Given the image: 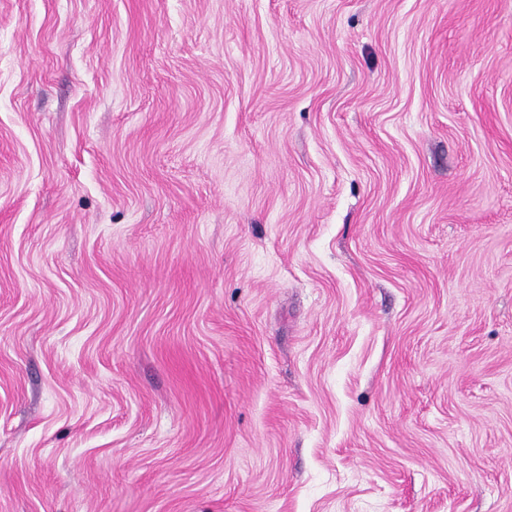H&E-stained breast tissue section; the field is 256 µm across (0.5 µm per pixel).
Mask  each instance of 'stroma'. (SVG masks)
<instances>
[{"label": "stroma", "instance_id": "35a3bbf8", "mask_svg": "<svg viewBox=\"0 0 512 512\" xmlns=\"http://www.w3.org/2000/svg\"><path fill=\"white\" fill-rule=\"evenodd\" d=\"M0 512H512V0H0Z\"/></svg>", "mask_w": 512, "mask_h": 512}]
</instances>
